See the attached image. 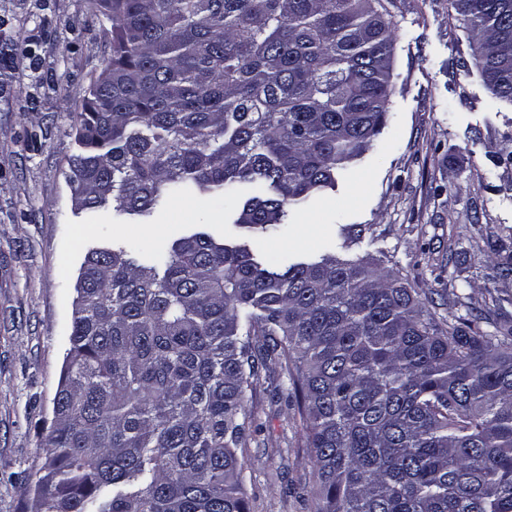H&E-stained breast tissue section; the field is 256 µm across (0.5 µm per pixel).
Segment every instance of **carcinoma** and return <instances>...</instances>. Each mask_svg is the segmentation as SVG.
I'll return each mask as SVG.
<instances>
[{
    "mask_svg": "<svg viewBox=\"0 0 512 512\" xmlns=\"http://www.w3.org/2000/svg\"><path fill=\"white\" fill-rule=\"evenodd\" d=\"M512 104V0H449ZM394 0H113L112 58L79 113L74 205L143 220L220 194L288 234L390 112ZM141 263L86 254L32 512H247L238 456L280 366L312 449L310 512H512V324L437 320L397 272L259 262L192 231Z\"/></svg>",
    "mask_w": 512,
    "mask_h": 512,
    "instance_id": "1",
    "label": "carcinoma"
}]
</instances>
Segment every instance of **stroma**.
<instances>
[{
  "label": "stroma",
  "instance_id": "1",
  "mask_svg": "<svg viewBox=\"0 0 512 512\" xmlns=\"http://www.w3.org/2000/svg\"><path fill=\"white\" fill-rule=\"evenodd\" d=\"M391 113L374 145L335 189L291 211L287 239L230 224L220 196L178 197L151 223L111 210L75 213L69 158L91 81L108 65L111 23L94 0H0V512H30L22 490L45 462V437L65 366L75 284L86 252L170 243L210 211L206 230L258 256L331 252L373 257L399 271L430 311L488 330L493 298L512 313V104L466 71L468 33L448 0H394ZM363 225L359 239L342 227ZM465 297L453 304L451 293ZM256 431L245 462L249 512H308L311 451L278 366L260 373Z\"/></svg>",
  "mask_w": 512,
  "mask_h": 512
}]
</instances>
